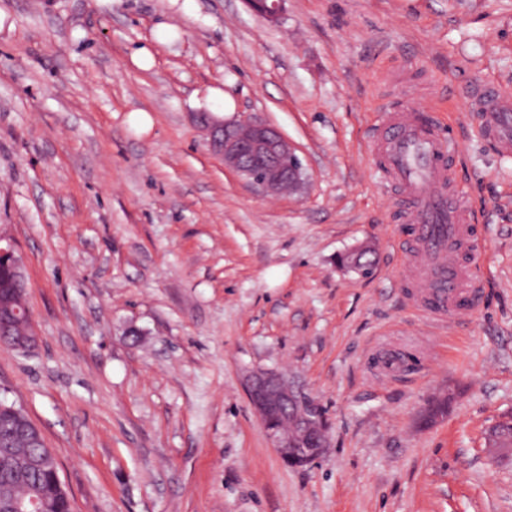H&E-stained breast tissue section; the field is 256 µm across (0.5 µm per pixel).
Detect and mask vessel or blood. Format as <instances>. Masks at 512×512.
I'll return each instance as SVG.
<instances>
[{"mask_svg":"<svg viewBox=\"0 0 512 512\" xmlns=\"http://www.w3.org/2000/svg\"><path fill=\"white\" fill-rule=\"evenodd\" d=\"M469 108L478 135L498 156L511 159L512 90L497 83L475 86ZM369 153L407 206L413 226L408 283L421 289L420 305L441 320L470 311L478 294L473 268L481 246L473 234V207L455 187L453 138L409 106L385 113Z\"/></svg>","mask_w":512,"mask_h":512,"instance_id":"1","label":"vessel or blood"}]
</instances>
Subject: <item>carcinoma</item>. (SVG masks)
<instances>
[{
  "label": "carcinoma",
  "mask_w": 512,
  "mask_h": 512,
  "mask_svg": "<svg viewBox=\"0 0 512 512\" xmlns=\"http://www.w3.org/2000/svg\"><path fill=\"white\" fill-rule=\"evenodd\" d=\"M31 496L42 500L44 512H71L54 454L17 438L7 439L0 447V502Z\"/></svg>",
  "instance_id": "1"
}]
</instances>
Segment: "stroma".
I'll return each instance as SVG.
<instances>
[{
	"label": "stroma",
	"instance_id": "stroma-1",
	"mask_svg": "<svg viewBox=\"0 0 512 512\" xmlns=\"http://www.w3.org/2000/svg\"><path fill=\"white\" fill-rule=\"evenodd\" d=\"M479 81L512 88V0H284L275 23L246 0H0V234L37 334L0 345V398L73 512H512V459L486 451L512 418V161L474 132ZM409 101L453 129L477 217L458 322L409 302L408 226L366 152ZM198 112L278 128L303 192H254ZM360 247L372 277L341 262ZM257 368L324 407L315 463L273 448ZM6 241V244L2 246V242ZM0 264L7 266L11 269L14 279L17 285L25 283L24 275L21 269V264L13 244L7 241L4 236L0 234Z\"/></svg>",
	"mask_w": 512,
	"mask_h": 512
}]
</instances>
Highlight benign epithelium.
<instances>
[{
    "label": "benign epithelium",
    "mask_w": 512,
    "mask_h": 512,
    "mask_svg": "<svg viewBox=\"0 0 512 512\" xmlns=\"http://www.w3.org/2000/svg\"><path fill=\"white\" fill-rule=\"evenodd\" d=\"M283 0H250L252 9L266 21H278ZM207 131L211 152L224 167L243 177L265 196L299 192L305 184L297 149L274 126L263 122H226L210 113L197 115ZM0 264L11 269L19 288L13 291L20 307L0 315V342L16 350L35 344L29 332L13 334L15 326L30 316L26 306L21 264L11 242L0 235ZM246 391L280 457L289 465L304 467L330 447L328 424L321 405L296 389L273 370H257L246 379Z\"/></svg>",
    "instance_id": "1"
}]
</instances>
